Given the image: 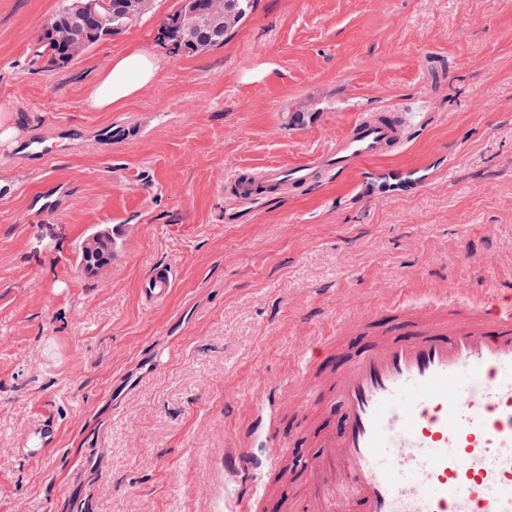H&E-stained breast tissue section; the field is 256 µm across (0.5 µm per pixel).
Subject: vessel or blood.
<instances>
[{
    "label": "vessel or blood",
    "mask_w": 512,
    "mask_h": 512,
    "mask_svg": "<svg viewBox=\"0 0 512 512\" xmlns=\"http://www.w3.org/2000/svg\"><path fill=\"white\" fill-rule=\"evenodd\" d=\"M413 118H359L288 174L264 169L242 200L283 178L301 188L396 153ZM174 283L171 268H155L141 296L149 305L165 301ZM386 316V331L360 350L319 340L335 373L306 400H335L341 423L309 432L316 452L294 475L300 512H512V301L490 288L454 309L442 298L401 300ZM279 460L276 453L233 460L236 512H247Z\"/></svg>",
    "instance_id": "vessel-or-blood-1"
}]
</instances>
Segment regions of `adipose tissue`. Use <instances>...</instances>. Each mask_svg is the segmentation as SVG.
Wrapping results in <instances>:
<instances>
[{"label":"adipose tissue","mask_w":512,"mask_h":512,"mask_svg":"<svg viewBox=\"0 0 512 512\" xmlns=\"http://www.w3.org/2000/svg\"><path fill=\"white\" fill-rule=\"evenodd\" d=\"M160 59L146 48L134 46L113 57L112 64L91 87L86 104L97 111L122 107L160 70Z\"/></svg>","instance_id":"ef3b65f1"}]
</instances>
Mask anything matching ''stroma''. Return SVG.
I'll return each mask as SVG.
<instances>
[{"mask_svg": "<svg viewBox=\"0 0 512 512\" xmlns=\"http://www.w3.org/2000/svg\"><path fill=\"white\" fill-rule=\"evenodd\" d=\"M177 3L51 68L31 48L59 0H0V103L49 151L0 149V512H231L226 452L263 454L269 400L284 437L340 417L302 405L316 337L355 345L399 298L512 290V0H257L223 48L175 58L156 36ZM132 46L160 53L156 81L87 109ZM386 109L417 115L397 153L237 201L232 176ZM94 230L119 245L85 272ZM158 264L175 286L149 307Z\"/></svg>", "mask_w": 512, "mask_h": 512, "instance_id": "1", "label": "stroma"}]
</instances>
